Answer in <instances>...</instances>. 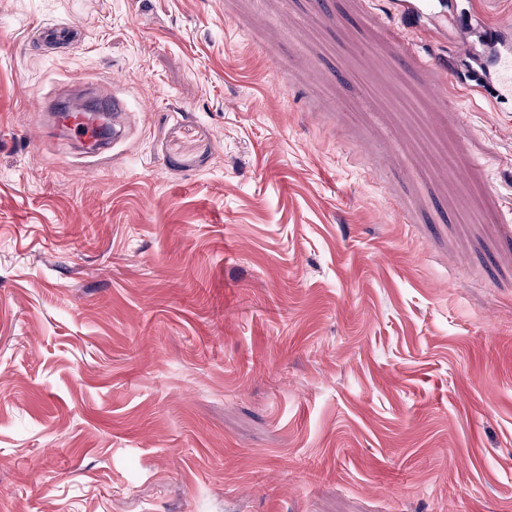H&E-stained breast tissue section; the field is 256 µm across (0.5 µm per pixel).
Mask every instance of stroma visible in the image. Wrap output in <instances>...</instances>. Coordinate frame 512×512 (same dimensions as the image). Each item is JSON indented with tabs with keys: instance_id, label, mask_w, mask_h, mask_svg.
Here are the masks:
<instances>
[{
	"instance_id": "stroma-1",
	"label": "stroma",
	"mask_w": 512,
	"mask_h": 512,
	"mask_svg": "<svg viewBox=\"0 0 512 512\" xmlns=\"http://www.w3.org/2000/svg\"><path fill=\"white\" fill-rule=\"evenodd\" d=\"M377 2L0 0V512H512V112ZM62 125V130H70L73 127H79L83 131V138L87 140H99L103 138L100 135L99 125L97 122H90L85 119L83 116L77 113H70L64 116L63 122H60Z\"/></svg>"
}]
</instances>
